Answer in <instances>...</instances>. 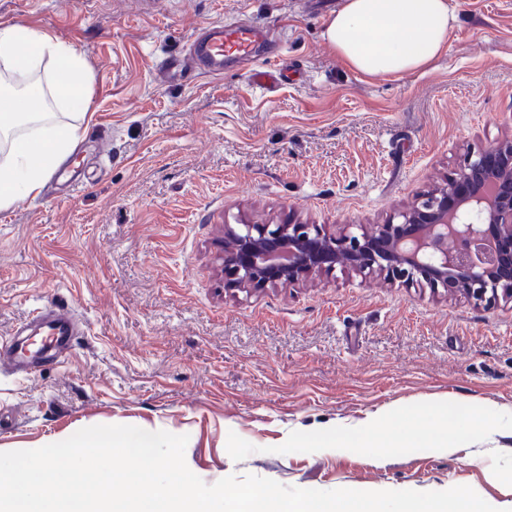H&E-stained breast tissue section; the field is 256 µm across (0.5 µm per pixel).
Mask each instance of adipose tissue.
Wrapping results in <instances>:
<instances>
[{
	"mask_svg": "<svg viewBox=\"0 0 512 512\" xmlns=\"http://www.w3.org/2000/svg\"><path fill=\"white\" fill-rule=\"evenodd\" d=\"M454 15L448 0H344L325 36L353 69L371 76H401L426 69L446 45ZM52 61L54 74L38 71ZM0 64L26 75L24 88L0 90V138L8 145L0 159V207L39 193L82 136L80 125L56 120V110H89L86 65L77 51L21 24L0 26ZM325 448H380L393 453L420 445L418 434L378 437L321 434Z\"/></svg>",
	"mask_w": 512,
	"mask_h": 512,
	"instance_id": "1",
	"label": "adipose tissue"
}]
</instances>
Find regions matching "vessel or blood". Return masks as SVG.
<instances>
[{"label":"vessel or blood","instance_id":"vessel-or-blood-1","mask_svg":"<svg viewBox=\"0 0 512 512\" xmlns=\"http://www.w3.org/2000/svg\"><path fill=\"white\" fill-rule=\"evenodd\" d=\"M257 33L252 29L217 26L208 35L193 40L191 59L206 73L220 75L224 60L230 56H250L256 49ZM37 331L43 343L36 351L27 353L17 349L14 342H0V363L11 369L34 374L58 354L68 353L78 334L76 315L57 302L44 303L30 319L20 324L16 335Z\"/></svg>","mask_w":512,"mask_h":512}]
</instances>
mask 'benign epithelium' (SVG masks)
I'll return each instance as SVG.
<instances>
[{"mask_svg":"<svg viewBox=\"0 0 512 512\" xmlns=\"http://www.w3.org/2000/svg\"><path fill=\"white\" fill-rule=\"evenodd\" d=\"M387 224H226L224 283L250 294L345 264L391 281L426 282L476 305L512 301V136L466 151L458 172Z\"/></svg>","mask_w":512,"mask_h":512,"instance_id":"7a95c632","label":"benign epithelium"}]
</instances>
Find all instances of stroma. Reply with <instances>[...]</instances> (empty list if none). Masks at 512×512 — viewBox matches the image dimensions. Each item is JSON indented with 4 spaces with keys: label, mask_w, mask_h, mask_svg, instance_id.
<instances>
[{
    "label": "stroma",
    "mask_w": 512,
    "mask_h": 512,
    "mask_svg": "<svg viewBox=\"0 0 512 512\" xmlns=\"http://www.w3.org/2000/svg\"><path fill=\"white\" fill-rule=\"evenodd\" d=\"M426 70L369 77L325 38L337 0H0V25L80 53L88 132L38 195L0 208V337L53 299L81 314L62 363L0 367V452L93 425L188 435L206 484L303 489L466 485L512 512V302L492 308L346 267L248 295L224 286V227L293 215L382 224L467 149L512 134V0H449ZM259 24L289 80L170 77L198 29ZM482 416L457 448L386 457L316 433L432 429Z\"/></svg>",
    "instance_id": "1"
}]
</instances>
